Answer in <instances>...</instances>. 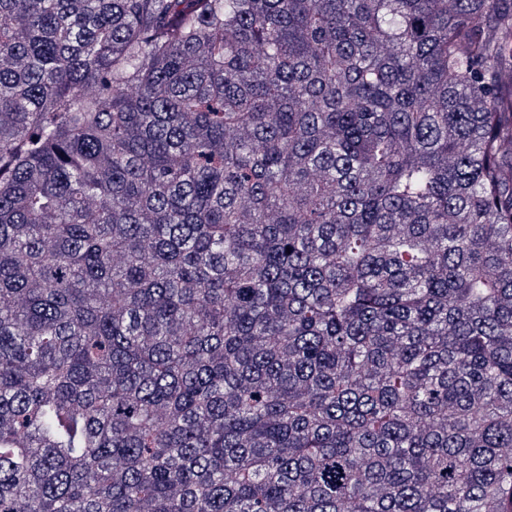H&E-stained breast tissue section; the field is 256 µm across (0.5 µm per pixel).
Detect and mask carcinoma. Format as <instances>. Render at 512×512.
<instances>
[{"instance_id":"1","label":"carcinoma","mask_w":512,"mask_h":512,"mask_svg":"<svg viewBox=\"0 0 512 512\" xmlns=\"http://www.w3.org/2000/svg\"><path fill=\"white\" fill-rule=\"evenodd\" d=\"M512 0H0V512H503Z\"/></svg>"}]
</instances>
